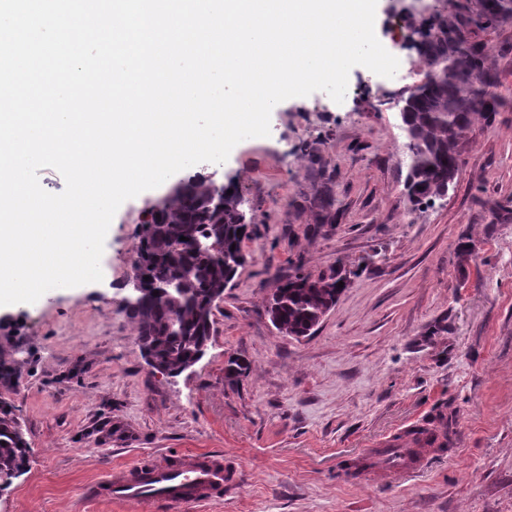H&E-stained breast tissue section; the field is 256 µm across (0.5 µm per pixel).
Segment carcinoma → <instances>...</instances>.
Returning <instances> with one entry per match:
<instances>
[{
  "label": "carcinoma",
  "instance_id": "obj_1",
  "mask_svg": "<svg viewBox=\"0 0 512 512\" xmlns=\"http://www.w3.org/2000/svg\"><path fill=\"white\" fill-rule=\"evenodd\" d=\"M498 5L494 14L487 0H443L442 8L429 14L403 16L417 63L424 69L421 85L405 98L400 112L407 139L405 183L416 206L448 194L463 164L465 132L478 117L491 121L501 106L493 91L487 48L472 37L512 20V0H498ZM216 197L218 206L212 204ZM250 222L233 184L217 186L201 176L179 181L160 199L157 215L140 222L136 268L148 280L137 303L123 312L136 325L139 347L151 351L160 374L177 377L183 366L206 352L215 300L247 262L244 241ZM213 235L224 257L208 251L186 253L194 242ZM176 276L182 278L181 295H153V289ZM341 281L338 276L288 277L269 301L271 323L289 337L308 336L336 305ZM13 351L11 342H0V442H5L0 445V477H11L28 464L26 429L12 399L21 377Z\"/></svg>",
  "mask_w": 512,
  "mask_h": 512
}]
</instances>
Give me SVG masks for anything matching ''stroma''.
<instances>
[{
  "label": "stroma",
  "mask_w": 512,
  "mask_h": 512,
  "mask_svg": "<svg viewBox=\"0 0 512 512\" xmlns=\"http://www.w3.org/2000/svg\"><path fill=\"white\" fill-rule=\"evenodd\" d=\"M399 20L377 0V38L416 61ZM480 39L502 108L466 132L455 184L431 206L413 209L404 190L399 112L415 83L363 66L343 103L322 91L287 99L269 137L203 172L235 185L253 223L193 374L150 371L117 304L160 189L116 212L101 282L1 308L0 336L24 347L15 404L30 457L0 512H512V21ZM298 272L347 285L295 339L266 308ZM232 356L247 369L230 382ZM436 419L454 444L417 478H349L375 440ZM172 450L223 456L235 484L200 508L89 497L108 470Z\"/></svg>",
  "instance_id": "obj_1"
}]
</instances>
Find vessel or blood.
Returning <instances> with one entry per match:
<instances>
[{
  "label": "vessel or blood",
  "instance_id": "1",
  "mask_svg": "<svg viewBox=\"0 0 512 512\" xmlns=\"http://www.w3.org/2000/svg\"><path fill=\"white\" fill-rule=\"evenodd\" d=\"M446 442L442 423L414 426L374 443L357 456L352 479L400 482L422 471L435 448ZM233 481L222 457L205 452L169 459L148 455L127 467L106 473L93 485L98 500L147 504L156 499L171 504L207 505L222 499Z\"/></svg>",
  "mask_w": 512,
  "mask_h": 512
}]
</instances>
